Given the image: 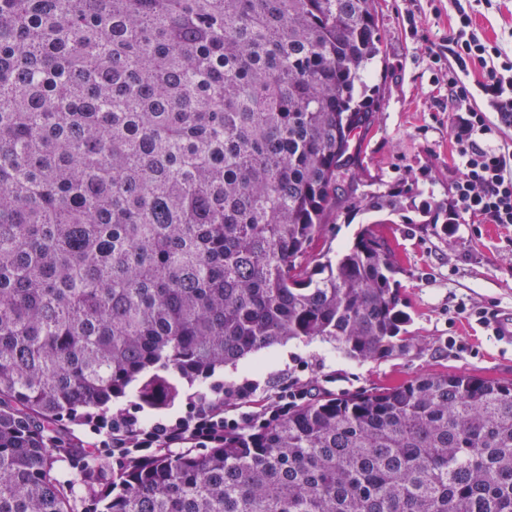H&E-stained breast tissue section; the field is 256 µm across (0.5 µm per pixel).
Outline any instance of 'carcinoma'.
<instances>
[{"label": "carcinoma", "mask_w": 512, "mask_h": 512, "mask_svg": "<svg viewBox=\"0 0 512 512\" xmlns=\"http://www.w3.org/2000/svg\"><path fill=\"white\" fill-rule=\"evenodd\" d=\"M376 2L0 0V512H512V380L424 373L175 455L108 413L289 340L413 346L375 226L310 253L376 112Z\"/></svg>", "instance_id": "1"}]
</instances>
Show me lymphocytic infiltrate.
<instances>
[{"instance_id": "f902f5d3", "label": "lymphocytic infiltrate", "mask_w": 512, "mask_h": 512, "mask_svg": "<svg viewBox=\"0 0 512 512\" xmlns=\"http://www.w3.org/2000/svg\"><path fill=\"white\" fill-rule=\"evenodd\" d=\"M432 57L448 62L455 104L451 134L459 164L448 221L512 225V148L499 142L502 128L512 125V54L486 38L460 5Z\"/></svg>"}]
</instances>
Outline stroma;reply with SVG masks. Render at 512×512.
<instances>
[{"label":"stroma","mask_w":512,"mask_h":512,"mask_svg":"<svg viewBox=\"0 0 512 512\" xmlns=\"http://www.w3.org/2000/svg\"><path fill=\"white\" fill-rule=\"evenodd\" d=\"M471 11L488 38L512 51V0H496L490 9L473 0ZM454 15V0H379L384 41L369 80L378 109L343 198L312 246L313 254L333 258L363 226L377 225L396 252L414 347L403 356L360 361L319 340H291L225 366L211 381L186 385V397L212 381L223 384L227 404L246 386L249 404L261 406L286 391L342 395L427 372L512 380V348L495 342L476 314L512 310V227L452 224L438 234L426 226V207L448 201L456 171L448 64L432 63L427 53L447 37ZM374 196L394 197L397 210L368 208Z\"/></svg>","instance_id":"obj_1"}]
</instances>
